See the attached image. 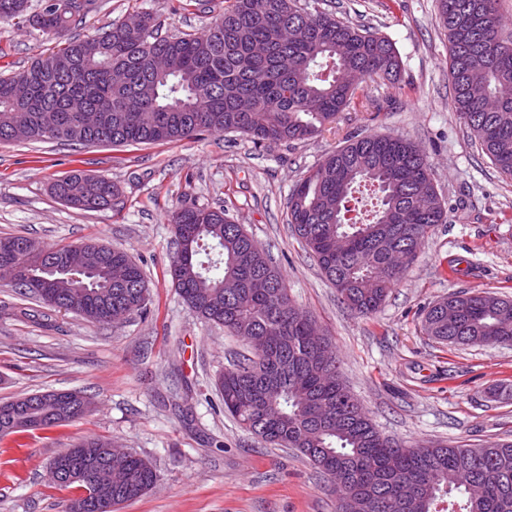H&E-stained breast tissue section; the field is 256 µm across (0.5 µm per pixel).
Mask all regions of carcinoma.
Listing matches in <instances>:
<instances>
[{
    "instance_id": "obj_1",
    "label": "carcinoma",
    "mask_w": 512,
    "mask_h": 512,
    "mask_svg": "<svg viewBox=\"0 0 512 512\" xmlns=\"http://www.w3.org/2000/svg\"><path fill=\"white\" fill-rule=\"evenodd\" d=\"M498 0H438L448 35L452 104L481 150L512 175V38ZM94 0H49L26 15V0H0V23L19 18L53 36L56 46L21 72L0 78V141L138 145L192 139L205 131L241 132L256 141L304 140L350 106L365 79L397 76L393 44L297 0H232L199 35L158 36L156 18L118 19L86 38L72 29ZM369 185L380 206L372 221L345 219L355 186ZM60 201L87 211L112 207V180L82 170L54 182ZM447 221L426 155L410 140L352 136L293 189V235L362 316L376 313L425 237ZM183 301L201 319L243 340L271 338L263 360L232 361L217 379L224 413L267 442L293 448L325 477L336 474V512L355 496L360 512H439L456 491L463 512H512V440L473 446L429 442L417 452L375 428L350 393L330 342L320 345L293 318L283 273L273 258L222 208L192 206L171 215ZM83 267L49 270L19 249L13 264L52 282L25 297L88 322L112 324L148 300L143 272L127 253L85 242ZM424 333L451 347L512 343V296L452 292L423 313ZM85 415L81 394L0 408V435L49 429ZM108 441L75 445L80 471ZM156 480L153 467L129 454L112 459V487L95 496L125 503ZM93 496V497H95ZM88 497L87 501H93Z\"/></svg>"
}]
</instances>
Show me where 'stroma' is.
I'll list each match as a JSON object with an SVG mask.
<instances>
[{
    "label": "stroma",
    "mask_w": 512,
    "mask_h": 512,
    "mask_svg": "<svg viewBox=\"0 0 512 512\" xmlns=\"http://www.w3.org/2000/svg\"><path fill=\"white\" fill-rule=\"evenodd\" d=\"M387 37L396 81L358 85L353 105L310 139L257 143L239 132L130 146L0 142V237L41 246L90 240L125 251L145 274L147 309L109 326L22 300L0 283V400L78 391L92 410L47 431L0 437V512H64L75 488L50 484L53 459L102 437L149 461L155 485L118 512H336L327 479L294 449L244 431L224 413L215 378L246 347L200 320L168 273L173 211L226 210L279 264L291 299L312 315L351 393L377 429L406 445L479 444L512 436V346L449 347L425 336L421 312L458 291L512 296V178L471 138L451 102L448 38L436 0H299ZM227 0H96L74 33L147 12L160 35L203 33ZM53 38L22 24L0 28V76L27 68ZM391 134L428 156L448 217L425 239L381 309L351 314L295 238L287 202L297 182L353 135ZM82 169L112 180L111 209L80 210L50 187ZM467 261L453 274L449 259Z\"/></svg>",
    "instance_id": "1"
}]
</instances>
